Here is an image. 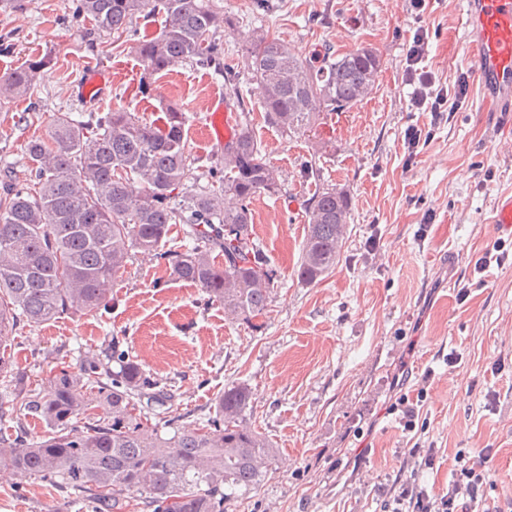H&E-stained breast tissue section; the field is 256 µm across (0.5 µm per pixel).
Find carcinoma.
I'll return each instance as SVG.
<instances>
[{"instance_id":"carcinoma-1","label":"carcinoma","mask_w":512,"mask_h":512,"mask_svg":"<svg viewBox=\"0 0 512 512\" xmlns=\"http://www.w3.org/2000/svg\"><path fill=\"white\" fill-rule=\"evenodd\" d=\"M164 15L159 33L137 40L143 82L185 60L221 65L217 35L230 19L216 0H77L76 11L101 29L119 31L145 11ZM259 86L265 119L293 136L325 112H346L373 91L381 61L371 48L303 58L280 38L260 33L243 49ZM43 55L0 74V95L23 98L37 74L54 66ZM185 113L168 108L163 124L123 111L57 116L45 135L26 144L34 184L0 179V341L21 326L38 327L71 312L98 313L114 304L112 288L133 254L154 256L170 275L224 305L231 320L265 314L274 272L254 241L251 204L278 189L276 172L244 122L209 180L187 184L194 164L186 151ZM307 234L299 276L314 283L336 266L351 216L347 191L320 187L304 201ZM174 224H186L190 244L165 245ZM224 253V263L213 257ZM119 370H112L111 363ZM12 362L0 353V421L14 413L42 420L50 435L0 436V463L19 476H38L94 492L106 512H124L127 495H144L152 512H224L222 487L260 482L278 449L247 423L251 390L232 384L215 415L192 431L163 438L143 425L144 410L171 400L116 341L104 355L87 351L61 368L45 396L8 379ZM105 400L109 415L95 416ZM206 488H201V484Z\"/></svg>"}]
</instances>
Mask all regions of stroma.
<instances>
[{
    "mask_svg": "<svg viewBox=\"0 0 512 512\" xmlns=\"http://www.w3.org/2000/svg\"><path fill=\"white\" fill-rule=\"evenodd\" d=\"M75 3L25 0L16 11L0 0V71L48 52L58 58L29 97L0 99V170L29 182L25 145L57 114L123 110L151 123L170 106L187 117V153L206 160L217 153L206 108L221 97L248 116L279 173L278 192L251 205L275 285L265 316L231 321L156 258L134 256L103 315H66L6 337L24 387L44 391L58 368L118 338L171 389L177 426L150 418L169 437L201 427L225 386L247 385L250 421L279 455L257 486L225 500L224 512H382L399 475L447 492L460 454L491 468L487 505L512 512V237L492 222L498 196L512 193V114L479 108L463 0H428L422 11L411 0H267L260 9L254 0H219L231 21L221 34L225 65L241 63L242 43L257 29L307 57L359 47L379 55L368 98L294 137L265 121L246 70L238 98L222 68L184 60L140 88L131 38L154 36L162 15H136L117 33L98 29ZM420 28L429 33L421 65L436 87L452 93L461 75L470 78L466 98L435 114L413 106L406 78ZM89 64L112 79L87 99L80 84ZM412 127L428 135L413 159L405 139ZM319 186L347 190L352 211L336 266L306 283L298 276L303 202ZM402 396L417 404L411 431L395 408ZM416 444L432 449V468L409 456ZM0 512L94 508L87 493L0 473Z\"/></svg>",
    "mask_w": 512,
    "mask_h": 512,
    "instance_id": "1",
    "label": "stroma"
}]
</instances>
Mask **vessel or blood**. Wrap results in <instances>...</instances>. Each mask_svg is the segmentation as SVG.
Returning a JSON list of instances; mask_svg holds the SVG:
<instances>
[{
	"instance_id": "1",
	"label": "vessel or blood",
	"mask_w": 512,
	"mask_h": 512,
	"mask_svg": "<svg viewBox=\"0 0 512 512\" xmlns=\"http://www.w3.org/2000/svg\"><path fill=\"white\" fill-rule=\"evenodd\" d=\"M468 56L481 91V107L487 112H512V0H465ZM227 105L220 100L210 107L218 145L229 144L233 135L224 126Z\"/></svg>"
}]
</instances>
